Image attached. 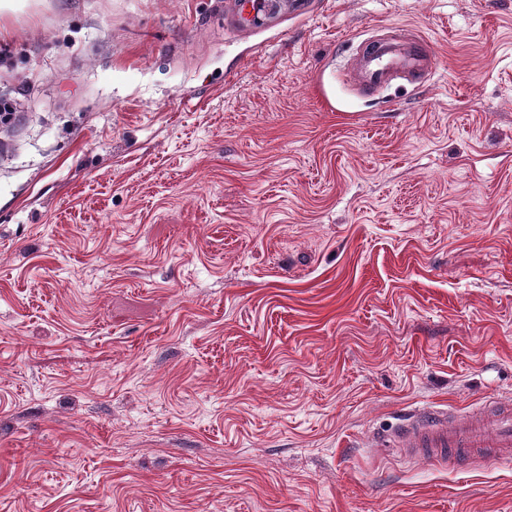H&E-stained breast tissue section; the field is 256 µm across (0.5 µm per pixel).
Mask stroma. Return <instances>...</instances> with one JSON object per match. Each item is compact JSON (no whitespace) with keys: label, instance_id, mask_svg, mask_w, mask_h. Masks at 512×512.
<instances>
[{"label":"stroma","instance_id":"stroma-1","mask_svg":"<svg viewBox=\"0 0 512 512\" xmlns=\"http://www.w3.org/2000/svg\"><path fill=\"white\" fill-rule=\"evenodd\" d=\"M226 2L0 13V512H512L368 445L512 403V0ZM402 34V33H401ZM415 46L405 53L393 52L382 42H365L356 48L363 63L361 80L370 88L388 85L404 75L429 79L434 72V53L423 38L402 34Z\"/></svg>","mask_w":512,"mask_h":512}]
</instances>
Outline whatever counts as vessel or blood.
Returning <instances> with one entry per match:
<instances>
[{"label":"vessel or blood","mask_w":512,"mask_h":512,"mask_svg":"<svg viewBox=\"0 0 512 512\" xmlns=\"http://www.w3.org/2000/svg\"><path fill=\"white\" fill-rule=\"evenodd\" d=\"M412 42V48L404 53L393 52L381 42L360 44L356 54L363 63L361 80L368 87L379 88L405 75L430 78L434 53L423 38L413 37ZM371 445L394 448L408 458L441 466L511 458L512 405L487 401L463 418L445 408L421 407L391 431L373 437Z\"/></svg>","instance_id":"vessel-or-blood-1"}]
</instances>
